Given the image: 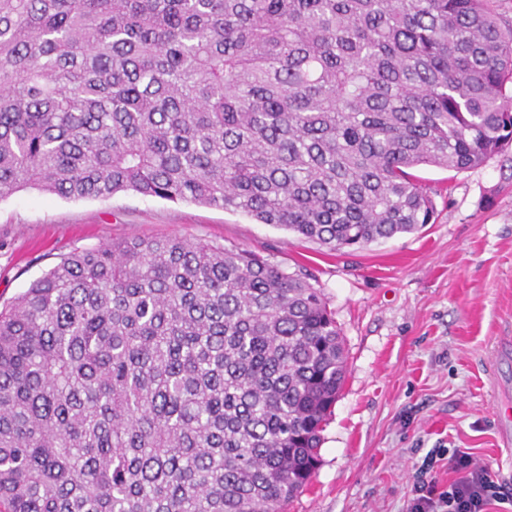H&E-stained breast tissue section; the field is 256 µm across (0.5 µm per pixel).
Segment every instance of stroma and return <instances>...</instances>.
<instances>
[{
	"label": "stroma",
	"instance_id": "1",
	"mask_svg": "<svg viewBox=\"0 0 512 512\" xmlns=\"http://www.w3.org/2000/svg\"><path fill=\"white\" fill-rule=\"evenodd\" d=\"M435 223L334 251L287 229L194 203L120 192L66 200L35 189L0 201V306L77 248L178 237L261 253L321 288L348 370L320 465L288 512H406L426 455L460 449L499 468L512 434V146L482 167H420Z\"/></svg>",
	"mask_w": 512,
	"mask_h": 512
}]
</instances>
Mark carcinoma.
Wrapping results in <instances>:
<instances>
[{
	"instance_id": "obj_1",
	"label": "carcinoma",
	"mask_w": 512,
	"mask_h": 512,
	"mask_svg": "<svg viewBox=\"0 0 512 512\" xmlns=\"http://www.w3.org/2000/svg\"><path fill=\"white\" fill-rule=\"evenodd\" d=\"M490 0H0V200L192 202L332 250L436 220L420 166L512 145ZM347 368L321 289L177 237L0 308V512H285Z\"/></svg>"
}]
</instances>
